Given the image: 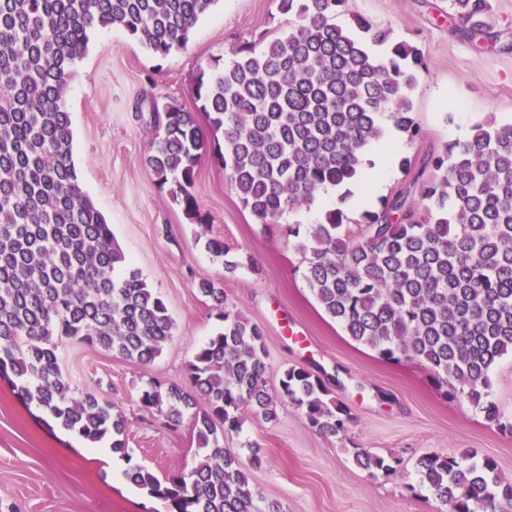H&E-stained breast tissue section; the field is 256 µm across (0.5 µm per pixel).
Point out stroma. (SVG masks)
I'll use <instances>...</instances> for the list:
<instances>
[{
	"label": "stroma",
	"instance_id": "1",
	"mask_svg": "<svg viewBox=\"0 0 512 512\" xmlns=\"http://www.w3.org/2000/svg\"><path fill=\"white\" fill-rule=\"evenodd\" d=\"M491 3L503 44L481 48L455 34L448 0H346L339 24L351 29L368 19L426 56L428 70L412 93L422 136L405 142L404 155L463 137L490 118L512 120V0ZM292 22L278 14L275 0H217L187 46L164 58L122 30L93 34L69 85L73 159L132 266L164 299L174 330L148 365L67 338L58 341L60 365L75 393L95 394L124 411L132 461L161 479L193 467L200 450L190 424L169 425L158 413L140 411L138 399L153 378L189 386L186 365L218 327L212 300L197 288L201 278L212 279L228 310L261 323L272 375L303 367L333 378L331 390L352 417L347 432L325 436L287 403L271 422L247 416L240 435L224 445L249 468L257 490L285 512H439V502L416 487L417 459L473 448L493 457L500 476L512 482V434L488 423L466 398L446 397L423 364L388 361L351 340L317 303L284 227L317 222L336 208L335 195L264 226L207 155L193 188L203 217L196 224L145 164L149 115L136 113L138 101L194 107L200 72L230 62L239 44L257 40L267 27ZM207 237L222 239L230 255L251 257V264L225 271L205 249ZM74 441L48 413L22 403L11 379L1 376L0 512H166L133 484L113 485L112 470L128 461L100 448H75ZM359 448L399 459L397 472L372 475L354 459Z\"/></svg>",
	"mask_w": 512,
	"mask_h": 512
}]
</instances>
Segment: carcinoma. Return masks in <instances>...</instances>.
Returning a JSON list of instances; mask_svg holds the SVG:
<instances>
[{
    "instance_id": "carcinoma-1",
    "label": "carcinoma",
    "mask_w": 512,
    "mask_h": 512,
    "mask_svg": "<svg viewBox=\"0 0 512 512\" xmlns=\"http://www.w3.org/2000/svg\"><path fill=\"white\" fill-rule=\"evenodd\" d=\"M215 0H0V375L17 396L90 444L110 442L132 460L127 418L64 378L57 339L67 337L143 365L171 339L163 299L129 263L112 227L83 187L73 161L66 98L73 66L97 28H116L166 57L186 46ZM296 17L264 48L245 42L234 59L201 73L197 111L150 101L151 153L145 164L190 219L192 192L210 140L227 182L259 224L310 206L327 187L359 177V153L391 127L421 134L409 96L427 70L421 50L393 44L379 59L370 45L389 33L368 20L351 31L336 22L346 0H277ZM458 31L481 45L500 39L490 0H448ZM207 115L203 129L196 112ZM412 181L353 218L342 209L321 221L288 225L316 301L353 341L388 360L428 367L446 394L465 396L485 419L512 431L491 398L489 373L512 356V121L480 122L462 139L403 156ZM205 248L224 259V241ZM215 301L217 333L187 364L194 390L152 379L139 397L177 425L191 422L207 454L189 471L160 480L131 465L126 478L168 512H282L251 484L224 448L241 430L242 410L276 418L277 403L301 410L324 435L346 431L351 416L327 384L303 368L269 380L262 326L224 308V289L203 278ZM356 462L384 477L400 461L360 449ZM419 483L448 512H512V483L497 462L467 448L424 454Z\"/></svg>"
}]
</instances>
